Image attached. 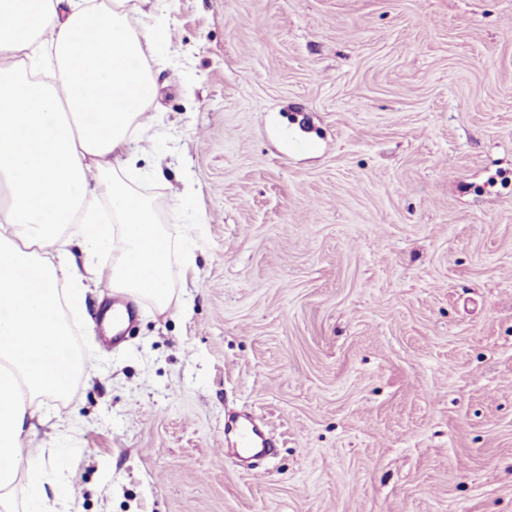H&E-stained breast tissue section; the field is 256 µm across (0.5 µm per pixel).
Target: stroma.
<instances>
[{
    "label": "stroma",
    "mask_w": 512,
    "mask_h": 512,
    "mask_svg": "<svg viewBox=\"0 0 512 512\" xmlns=\"http://www.w3.org/2000/svg\"><path fill=\"white\" fill-rule=\"evenodd\" d=\"M130 3L170 34L148 63L159 153L128 182L179 303L126 297L112 345V298L87 291L89 374L40 398L30 436L47 492L80 512H512V0ZM243 410L274 443L252 471L224 446Z\"/></svg>",
    "instance_id": "stroma-1"
}]
</instances>
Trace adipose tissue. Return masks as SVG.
Returning a JSON list of instances; mask_svg holds the SVG:
<instances>
[{
	"instance_id": "ef3b65f1",
	"label": "adipose tissue",
	"mask_w": 512,
	"mask_h": 512,
	"mask_svg": "<svg viewBox=\"0 0 512 512\" xmlns=\"http://www.w3.org/2000/svg\"><path fill=\"white\" fill-rule=\"evenodd\" d=\"M125 3L0 0V306H10L0 309V455L14 460L0 468V512H55L28 436L37 400L67 396L87 369L68 315L89 287L149 298L162 312L173 302L166 236L122 178L137 153L157 147L146 60L169 34ZM102 249L117 255L107 272Z\"/></svg>"
}]
</instances>
